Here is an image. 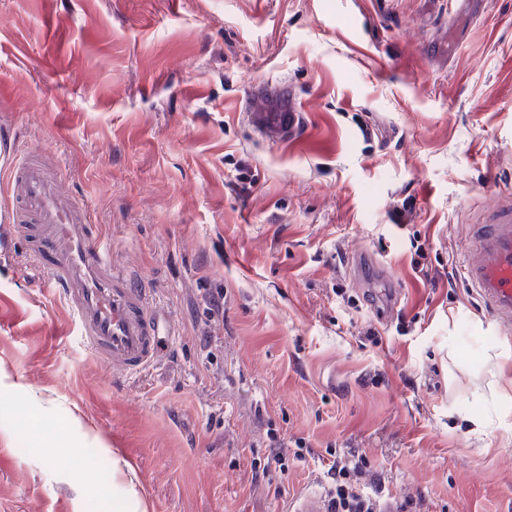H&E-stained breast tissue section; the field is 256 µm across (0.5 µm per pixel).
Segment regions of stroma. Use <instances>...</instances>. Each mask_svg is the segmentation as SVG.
Wrapping results in <instances>:
<instances>
[{"mask_svg": "<svg viewBox=\"0 0 512 512\" xmlns=\"http://www.w3.org/2000/svg\"><path fill=\"white\" fill-rule=\"evenodd\" d=\"M2 138L57 157L173 346L113 378L0 222V512H112L131 473L147 512H291L344 455L512 512V335L460 277L512 199V0H0ZM298 110L268 112L265 108L251 112L253 125L266 136L280 139L291 137L298 125Z\"/></svg>", "mask_w": 512, "mask_h": 512, "instance_id": "obj_1", "label": "stroma"}]
</instances>
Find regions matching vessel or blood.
Here are the masks:
<instances>
[{"mask_svg": "<svg viewBox=\"0 0 512 512\" xmlns=\"http://www.w3.org/2000/svg\"><path fill=\"white\" fill-rule=\"evenodd\" d=\"M252 122L262 134L286 139L297 128L298 113L262 108ZM57 167L47 153L16 155L0 184L11 202L9 229L69 307L87 353L108 364L116 378L140 375L169 346L149 301L150 282L132 265L113 262L111 240L92 224L85 205L62 191ZM465 245V284L497 328L511 332L512 201L466 225Z\"/></svg>", "mask_w": 512, "mask_h": 512, "instance_id": "obj_1", "label": "vessel or blood"}]
</instances>
